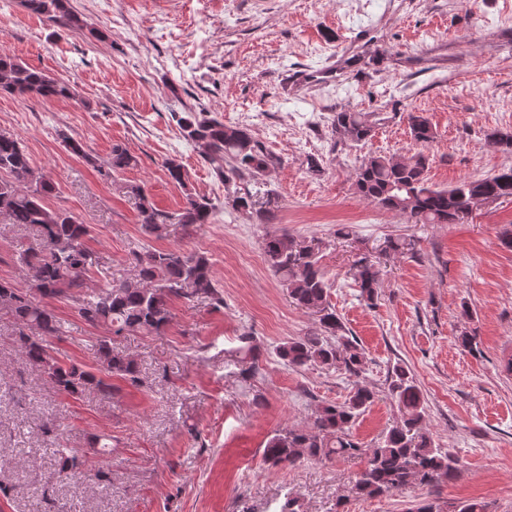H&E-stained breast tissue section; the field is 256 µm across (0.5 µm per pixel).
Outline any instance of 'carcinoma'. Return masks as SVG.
<instances>
[{"label":"carcinoma","instance_id":"1","mask_svg":"<svg viewBox=\"0 0 512 512\" xmlns=\"http://www.w3.org/2000/svg\"><path fill=\"white\" fill-rule=\"evenodd\" d=\"M29 12L47 21L81 30L83 18L69 0H20ZM0 93L29 100H73L82 103L75 87L46 71L28 66L11 53L0 51ZM413 140L423 147L435 139L428 119L407 113ZM183 138L213 165L219 180L227 182L242 174L266 175L278 158L256 141L246 126L227 125L208 112H185L177 119ZM380 118L374 112L342 109L333 115L332 133L336 140L362 145L375 134ZM486 143L512 152V130L496 129ZM135 157L119 145L112 146V172L134 166ZM429 158L423 152L406 156L369 154L355 169L358 195L377 207L398 212L414 224H460L467 211L491 201L512 198V167L479 179H463L449 188L428 181ZM169 180L184 194L183 206L174 212L159 210L137 185L127 187L137 200L138 223L144 234L159 237L169 224H209L213 205L192 192L187 175L174 159L164 163ZM0 218L10 224L32 229L35 241L17 251V261L28 275V286L19 288L0 281V310L9 314L16 326L15 344L26 363L35 368L58 391L82 396L94 391L103 396L113 393L112 377L138 380L136 360L112 350V337L124 332L158 333L171 320L170 301L207 299L214 308L224 307V296L217 289L211 264L201 253L181 250L148 249L133 256L134 278L90 285L98 262L84 246L89 226L71 215L49 208L44 198L55 190L42 177L32 178L29 155L15 135L0 130ZM238 210L261 224L274 220L271 200H255L250 194L235 199ZM323 243L312 238L299 240L287 232L268 234L262 250L269 270L299 308L315 315L318 328L305 336L292 338L276 348V355L292 369L320 366L341 369L360 376L365 357L362 349L328 301L329 284L320 267ZM381 269L362 258L354 267L353 281L359 297L368 305L377 299ZM63 298L73 302L79 316L101 327L96 348L99 372L80 364H63L54 355L50 339L62 334V325L43 299ZM231 354L232 360L246 363L241 376L247 378L259 369V346L251 337ZM388 391L398 403L402 418L376 445L366 448L355 439L352 427L374 403L376 392L355 385L342 402L319 405L308 426L283 429L271 436L264 457L276 466L294 467L304 461H326L364 456L365 468L356 476L351 493L356 498L388 496L412 484L434 487L455 479L458 459L446 448L435 445L423 427L424 398L410 371L401 364L392 367ZM61 473L73 477L82 461L77 452L58 449Z\"/></svg>","mask_w":512,"mask_h":512}]
</instances>
